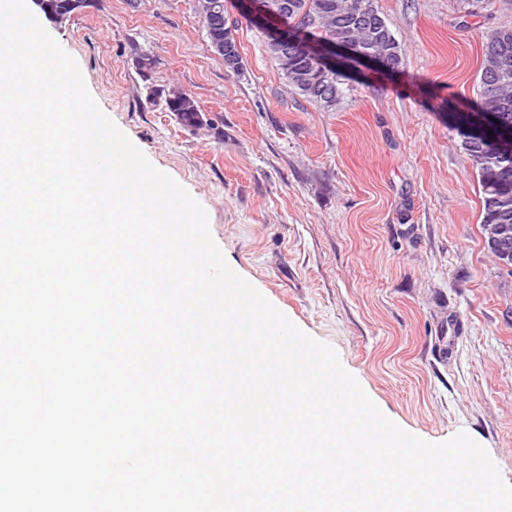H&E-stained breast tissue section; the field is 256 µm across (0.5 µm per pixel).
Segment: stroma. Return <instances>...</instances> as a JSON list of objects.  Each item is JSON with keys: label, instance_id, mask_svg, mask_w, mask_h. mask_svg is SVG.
Returning a JSON list of instances; mask_svg holds the SVG:
<instances>
[{"label": "stroma", "instance_id": "stroma-1", "mask_svg": "<svg viewBox=\"0 0 512 512\" xmlns=\"http://www.w3.org/2000/svg\"><path fill=\"white\" fill-rule=\"evenodd\" d=\"M397 72L362 69L335 106L296 93L227 0L232 71L201 0H86L46 30L102 110L207 210L230 266L333 346L386 416L468 432L512 483V273L487 251L478 171L448 110L476 99L487 32L512 0H373ZM184 92L203 122L179 123ZM222 29L224 30V33H222L223 32ZM210 34H211L210 46L213 48V50L217 54L221 55L222 57H224V53H225V57L227 58L229 63L232 62V58L230 55L233 53V51L231 50L230 45L228 43L224 42V38L226 41H229L233 45V47L236 50L234 63L232 65L226 64L225 61H224V63L226 64V66L228 68L233 69V70H238L239 64H240V55H239L236 40L232 33V29H231V27L227 26L226 15H224V21H223L222 28H219V25L212 26V28L210 30Z\"/></svg>", "mask_w": 512, "mask_h": 512}]
</instances>
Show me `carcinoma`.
<instances>
[{
  "label": "carcinoma",
  "instance_id": "carcinoma-1",
  "mask_svg": "<svg viewBox=\"0 0 512 512\" xmlns=\"http://www.w3.org/2000/svg\"><path fill=\"white\" fill-rule=\"evenodd\" d=\"M288 24L309 43H334L338 35L351 25V14L357 13L363 28L376 27L385 36V50L395 67L402 60L398 42L386 19L375 7L364 5L369 0H286ZM267 51L288 82L305 98L330 107L341 94L340 85L346 80L327 78L328 68L321 58L307 51L288 56L283 65L279 51L267 45ZM480 99L460 103L451 116L455 126L466 132L462 145L478 168L482 189L483 216L481 224H509L512 208L504 210L500 199L512 201V27L492 30L482 45ZM169 111L181 124L198 126L202 123L199 109L190 98L179 94L169 100ZM497 114L495 122L486 126L484 114Z\"/></svg>",
  "mask_w": 512,
  "mask_h": 512
}]
</instances>
